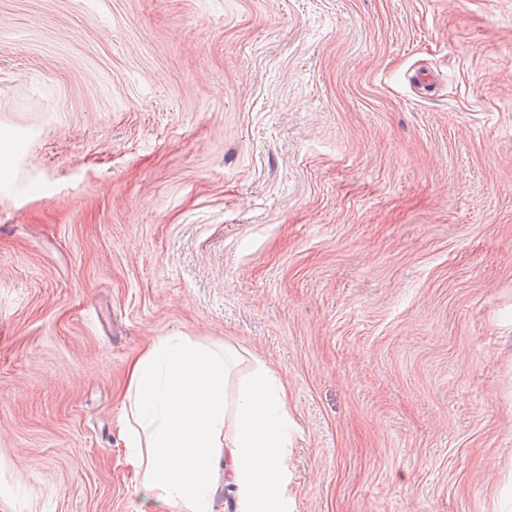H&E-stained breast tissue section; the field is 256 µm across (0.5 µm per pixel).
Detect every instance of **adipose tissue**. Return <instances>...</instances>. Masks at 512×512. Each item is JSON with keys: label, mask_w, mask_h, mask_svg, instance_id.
<instances>
[{"label": "adipose tissue", "mask_w": 512, "mask_h": 512, "mask_svg": "<svg viewBox=\"0 0 512 512\" xmlns=\"http://www.w3.org/2000/svg\"><path fill=\"white\" fill-rule=\"evenodd\" d=\"M230 347L160 336L134 357L123 395L125 445L143 489L167 512H294L288 453L297 424L282 378L257 366L228 394Z\"/></svg>", "instance_id": "1"}]
</instances>
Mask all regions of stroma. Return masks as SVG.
<instances>
[{"instance_id":"stroma-1","label":"stroma","mask_w":512,"mask_h":512,"mask_svg":"<svg viewBox=\"0 0 512 512\" xmlns=\"http://www.w3.org/2000/svg\"><path fill=\"white\" fill-rule=\"evenodd\" d=\"M0 512H157L181 335L288 386L294 512H512V0H0Z\"/></svg>"}]
</instances>
